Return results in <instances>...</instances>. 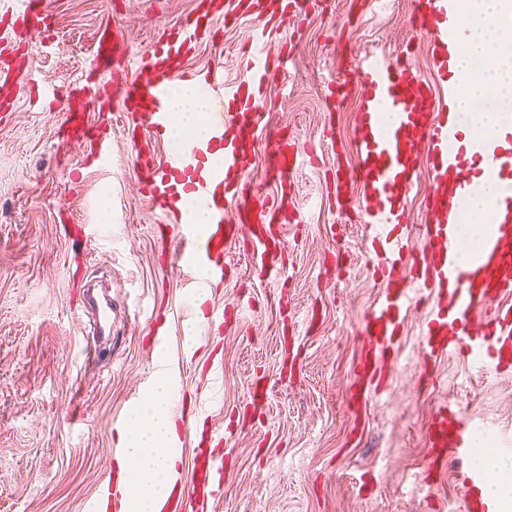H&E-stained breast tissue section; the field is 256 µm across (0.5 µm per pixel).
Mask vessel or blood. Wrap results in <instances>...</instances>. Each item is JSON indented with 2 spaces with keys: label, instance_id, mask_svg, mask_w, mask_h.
<instances>
[{
  "label": "vessel or blood",
  "instance_id": "obj_1",
  "mask_svg": "<svg viewBox=\"0 0 512 512\" xmlns=\"http://www.w3.org/2000/svg\"><path fill=\"white\" fill-rule=\"evenodd\" d=\"M4 1L6 15L28 23L41 15L38 0ZM312 0H224L193 18L164 30L150 49L130 52L118 26H99L94 60L110 75L103 84L76 86L78 108L64 109L60 127L64 142L85 141L94 159L112 153L110 135L91 130L88 114L105 96L122 105L128 131L164 138L172 123L168 107L171 86L188 82L213 103L205 138L189 141L161 161L138 154V179L148 201L177 231L184 271L207 269L223 277L220 262L241 230L256 244L253 265L258 275L277 276L283 230L295 210L284 185L302 170L301 154L280 145L268 161L270 177L282 190L267 198L248 171L256 133L265 118L262 102L269 85L290 56L272 39L273 26L306 11ZM416 32L429 42L436 84L423 82L410 63L387 55L359 60L360 102L353 131L354 163L337 169L332 193L340 207L357 208L369 232L371 261L380 282L379 296L365 313L361 353L349 388L364 401L383 386L382 361L395 343L408 312L426 311L422 343L430 357L467 349L479 372L497 375L512 368V128L495 138L468 137L448 118V100L461 91L450 76L455 52L464 42L456 0H410ZM254 17L249 49L241 59L243 76L233 86L216 68L191 69L188 52L226 18ZM10 42L0 37V81L16 94L32 93L28 70L13 66ZM430 191L423 200L426 221L420 240H412L405 220L408 199L421 173ZM495 174L505 190L482 223V243L469 267H459L457 218L465 200ZM209 212V224L190 222L191 207ZM427 464L446 473L451 462H466L471 434L453 410L439 411L430 426ZM489 475L469 469L459 485L466 512H496L490 499L477 496Z\"/></svg>",
  "mask_w": 512,
  "mask_h": 512
}]
</instances>
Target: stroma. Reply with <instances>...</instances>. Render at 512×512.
<instances>
[{
  "instance_id": "1",
  "label": "stroma",
  "mask_w": 512,
  "mask_h": 512,
  "mask_svg": "<svg viewBox=\"0 0 512 512\" xmlns=\"http://www.w3.org/2000/svg\"><path fill=\"white\" fill-rule=\"evenodd\" d=\"M198 0H45L48 29L11 30L17 58L42 84L63 89L89 72L94 32L120 25L133 51ZM252 18L229 20L192 50L191 68L220 67L227 83ZM408 0L364 5L320 0L274 36L293 61L271 83L268 125L257 132L249 177L264 195L277 185L267 154L285 141L315 152L292 190L301 215L284 231L285 276L251 268L242 238L224 258V279L180 271L179 246L159 239L161 214L143 196L117 100L89 114L112 130V159L59 137L62 103L14 99L0 120V512H89L116 472L113 448L155 374L170 371L169 403L188 474L200 433L223 429L216 474L223 495L203 512H464L462 469H426V433L449 406L472 437L512 449V374L482 375L463 358L425 354L420 314L405 318L385 393L355 410L347 397L360 354L361 318L378 296L367 232L329 192L335 165L352 166L360 73L337 50L409 58L434 82L426 39L411 36ZM106 282L112 334H94L85 290ZM207 284L206 302L196 287ZM433 497H424L422 483Z\"/></svg>"
}]
</instances>
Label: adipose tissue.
Wrapping results in <instances>:
<instances>
[{
    "mask_svg": "<svg viewBox=\"0 0 512 512\" xmlns=\"http://www.w3.org/2000/svg\"><path fill=\"white\" fill-rule=\"evenodd\" d=\"M501 9L502 0H459L457 4L465 33V44L458 54L464 86L448 116L462 121L470 133L479 136L493 135L512 122V113L504 109L505 104L512 103V65L498 64L477 73L470 66L472 57H496L500 45L512 40V31L498 22ZM482 98L492 103V110L472 111V102ZM168 394V379L159 375L150 401L132 420L128 453L117 463L122 476L119 512H161L171 492L169 481L180 456L169 446L175 425L167 412Z\"/></svg>",
    "mask_w": 512,
    "mask_h": 512,
    "instance_id": "adipose-tissue-1",
    "label": "adipose tissue"
}]
</instances>
